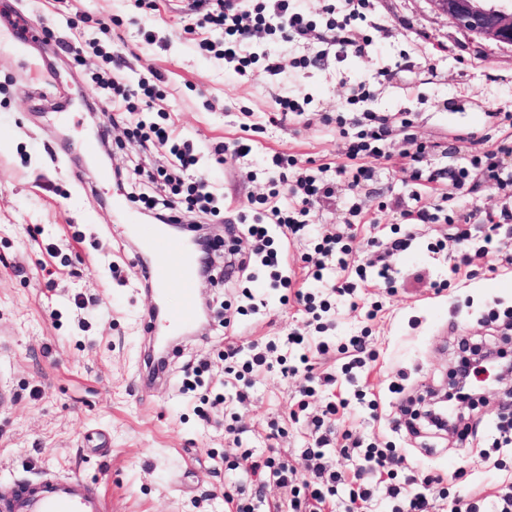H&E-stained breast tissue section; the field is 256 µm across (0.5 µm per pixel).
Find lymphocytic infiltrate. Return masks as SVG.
Wrapping results in <instances>:
<instances>
[{
    "label": "lymphocytic infiltrate",
    "mask_w": 512,
    "mask_h": 512,
    "mask_svg": "<svg viewBox=\"0 0 512 512\" xmlns=\"http://www.w3.org/2000/svg\"><path fill=\"white\" fill-rule=\"evenodd\" d=\"M345 3L346 9L341 13L332 2L325 5L326 30L321 33L307 13L297 7L295 0H255L250 7L245 6L243 0H197L199 28L222 36L221 42L206 38L200 45L205 50L219 52L225 63L239 73L246 72L259 60L255 46L257 38L263 34L276 35L288 41L313 39L335 46L337 54L359 55L370 42L364 27L370 0H345ZM370 99L371 93L365 84H358L348 96L346 108L336 114L338 132L347 141L346 160L337 165L336 171L347 178L353 189L373 179L377 164L386 157V144L395 133L406 135L410 146L408 155L413 163H420L426 151L425 145L409 134L413 122L408 113L372 111L367 106ZM132 139L141 149L155 143L168 146L171 170L160 177L137 167L123 173L114 172V179L134 185L135 190L129 195L130 202L140 204L153 219L163 224L180 223V213L184 210L205 214L216 212L218 196L212 186L202 179L189 182L183 179V172L195 167L198 158L189 144L181 142L174 134L170 125L138 122ZM509 155L512 156V143L504 142L496 149L473 154L468 165L450 169L448 174L430 172L427 180L433 183L445 178L460 190L481 175L493 181L505 196L512 198V170L504 165V159ZM291 193L295 199L293 206L273 204L254 216L252 224L247 227L253 241L252 252L228 261V273L244 274L252 260H259L269 271L267 288L280 292L281 304L296 301L316 321L330 312L333 301L356 299L357 288L361 284L376 281L388 289L395 287L397 279L386 262L349 267L347 257L351 252V236L341 231L322 236L313 253L302 257L303 262L309 265L314 280H322L325 270H341L342 275L332 288V299L321 300L316 294L295 287L288 273V247L311 236L313 227L308 224L307 217L322 199L332 195L333 188L320 175L305 172L298 176ZM436 219V214L424 207L403 211L392 229V237L384 240L375 237L371 244L386 256L406 251L415 240L419 226L434 223ZM307 344L303 334L294 332L286 336L283 344H257L246 352L232 338H225L224 373L232 380L233 399L240 403L249 400L252 374L275 364L280 366L282 374L303 377L300 393L305 397L314 396L317 387H332L340 380L354 383L355 369L365 364V337L353 336L340 345L326 340L317 342L318 354L335 352L344 355L345 360L336 374L316 373L309 355L304 352ZM291 348L301 351L299 358L293 361L287 355ZM457 349V369L468 381L467 387L459 389L456 394L457 399L463 401L470 397V382L487 373H500L512 362V356L506 351L493 353L466 339L458 342ZM336 412L335 402H328L321 415L310 422L312 446L304 451L311 463L307 479H300L294 467L275 451L258 453L252 449L243 450L230 466L234 490L224 495L225 512H255L259 505L268 507L269 512H324L327 501L336 496L342 486L349 489L350 503L371 500L377 490L378 473L401 465L403 458L396 449L377 448L346 433L342 436V452L357 459L358 465L349 476L328 469L324 462V449L329 446L333 435L328 421ZM443 481V476L438 473L411 472L403 480L389 483L386 494L395 501L396 512H432L433 504L424 489ZM270 489L275 492L271 498L266 495Z\"/></svg>",
    "instance_id": "f902f5d3"
}]
</instances>
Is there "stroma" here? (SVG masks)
I'll list each match as a JSON object with an SVG mask.
<instances>
[{
  "label": "stroma",
  "instance_id": "35a3bbf8",
  "mask_svg": "<svg viewBox=\"0 0 512 512\" xmlns=\"http://www.w3.org/2000/svg\"><path fill=\"white\" fill-rule=\"evenodd\" d=\"M193 2L0 0V491L47 472L76 473L101 492L109 512H224V471L242 448L276 449L307 476L302 451L311 437L293 413L304 400L308 415L321 414L338 395L350 404L336 416L337 433L395 446L406 465L445 476V486L428 489L433 512H461L467 502L496 512L512 486V450L493 449L489 427L512 398V380L459 404L466 439L426 429L420 415L429 393L449 382L459 337L505 343L486 317L512 307V266L497 250L482 251L483 230L470 225L469 240L461 242L445 221L423 225L411 248L389 259L398 280L394 292L364 288L363 306L340 302L330 314L327 339L368 335L374 359L360 383L375 395L377 412L354 403L348 385L302 398L301 377L286 379L272 368L254 374L250 403L227 402L204 420L197 406L224 390V330L207 322L170 356L164 378L144 389L153 297L127 231L140 211L132 203L126 212L114 209L121 190L99 183L97 162L81 144L105 128L109 169L168 167L167 149L133 146L138 117L113 106L111 92L96 84V76L111 70L96 49L109 46L123 57L122 81L161 75L154 108L169 113L176 135L200 159L198 176L224 196L220 216L194 212L182 220L210 227L222 261L230 251L251 249L247 236L226 237L225 222L253 217L273 189L279 205H289L300 169L328 165L334 194L311 210L312 238L288 248L297 286L323 292L327 282L307 279L301 256L344 221L354 223L347 258L354 267L370 258L372 237L390 236L394 203L431 208L444 199L449 211L469 212L505 201L482 180L464 191L445 182L426 187L399 135L389 141L373 181L353 197L334 170L345 159L346 141L327 114L351 86L369 84L372 110L411 114L412 132L426 147L425 171L463 166L474 152L512 136V125L494 118L512 113V49L471 39L429 0H371L368 17L376 30L362 55L331 56L300 69L296 60L314 57L317 45L266 38L261 49L280 73L269 75L261 60L240 75L200 47ZM18 15L40 30L37 44L12 30ZM90 19L105 21L108 31L73 55L68 46ZM383 69L392 71L391 79H379ZM285 96L309 97L305 114L276 120L277 100ZM243 136L253 142L249 156H217L216 146ZM276 152L298 164L271 177L266 159ZM356 201L367 220L352 219ZM438 239L446 247L435 254L429 245ZM464 248L473 253L471 265L451 273ZM441 280L448 286L439 292L434 284ZM195 287L199 302L214 312L245 302L246 286L219 275ZM372 301L381 309L370 319L365 305ZM303 321L297 305L271 296L265 310L237 317L233 336L247 348L277 340ZM201 359L210 364L202 386L182 394L177 380L184 366ZM395 385L402 394L392 393ZM228 414L243 431L241 445L224 433Z\"/></svg>",
  "mask_w": 512,
  "mask_h": 512
}]
</instances>
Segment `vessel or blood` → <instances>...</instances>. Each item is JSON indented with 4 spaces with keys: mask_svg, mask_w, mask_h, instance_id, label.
I'll return each instance as SVG.
<instances>
[{
    "mask_svg": "<svg viewBox=\"0 0 512 512\" xmlns=\"http://www.w3.org/2000/svg\"><path fill=\"white\" fill-rule=\"evenodd\" d=\"M135 232L151 258L146 271L151 285L181 289L180 308L167 311L169 329L190 328L198 318L195 272L198 259L188 245L161 233L158 225L139 224ZM0 512H107L96 488L79 475L44 476L0 499Z\"/></svg>",
    "mask_w": 512,
    "mask_h": 512,
    "instance_id": "vessel-or-blood-1",
    "label": "vessel or blood"
}]
</instances>
